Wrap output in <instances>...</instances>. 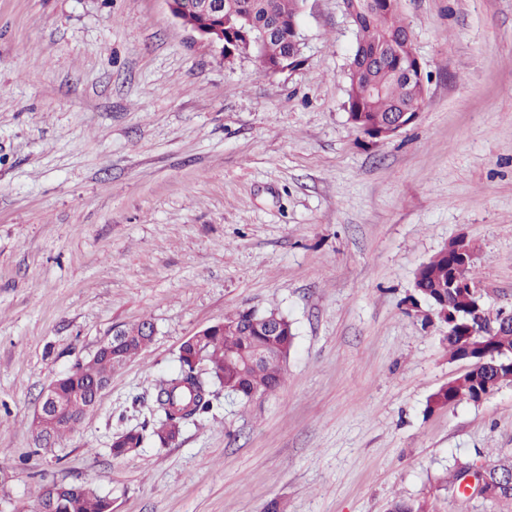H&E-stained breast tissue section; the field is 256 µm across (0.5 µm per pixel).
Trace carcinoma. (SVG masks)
Masks as SVG:
<instances>
[{
    "instance_id": "1",
    "label": "carcinoma",
    "mask_w": 512,
    "mask_h": 512,
    "mask_svg": "<svg viewBox=\"0 0 512 512\" xmlns=\"http://www.w3.org/2000/svg\"><path fill=\"white\" fill-rule=\"evenodd\" d=\"M358 6L352 19L357 33L356 51L363 52L367 65L350 73L348 103L358 106L354 126L360 129L387 122L413 96L401 75L404 56L388 53L390 43L406 30L401 8L387 0H359ZM299 8L300 0H227L224 34L242 41L246 35L253 37L262 29L278 25V33L254 52L263 71L275 73L278 66L285 65L284 35L292 20L299 18ZM454 276L472 282L474 268L459 266L455 249H443L419 269L415 290L431 304L439 321L447 325L448 334L443 340L450 356L459 358L471 351L481 354L483 359L481 365L433 394L436 408L462 400L476 401L479 395L512 383V311L500 310L492 317L483 307L479 314H474L467 291L450 287ZM270 316L282 322V330L276 335L259 322ZM487 325L500 328L502 334L487 337L484 333ZM148 326L153 323L144 319L128 327L129 336L119 346L103 344L92 359L55 381L67 423L52 428L49 440L37 432L36 441L50 445L77 429L82 418L95 407L94 395L108 385L112 372L152 343L154 332L146 330ZM294 339L292 325L275 309L238 311L208 327L203 335L188 338L179 348L178 370L153 383L150 419L139 427L116 434L110 446L112 457L126 458L147 442L159 449L176 444L188 424L212 413L219 399V387L225 395L246 402L276 391L284 382L285 365ZM258 350L267 352L266 358L256 365L249 364L252 354ZM200 354L205 359L203 369L197 363ZM48 492L55 496L57 512L110 510L111 499L89 485L55 483L49 486ZM388 512H426V504L395 498Z\"/></svg>"
}]
</instances>
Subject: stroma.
<instances>
[{
	"label": "stroma",
	"mask_w": 512,
	"mask_h": 512,
	"mask_svg": "<svg viewBox=\"0 0 512 512\" xmlns=\"http://www.w3.org/2000/svg\"><path fill=\"white\" fill-rule=\"evenodd\" d=\"M401 11L427 102L379 139L348 118L341 0H303L301 55L274 75L222 60L166 0H0V512L54 483L116 512H512L442 484L512 458V384L434 408L468 364L415 292L464 238L485 306L512 310V0ZM248 308L292 324L282 386L112 458L181 343ZM144 318L149 348L39 448L40 392Z\"/></svg>",
	"instance_id": "stroma-1"
}]
</instances>
